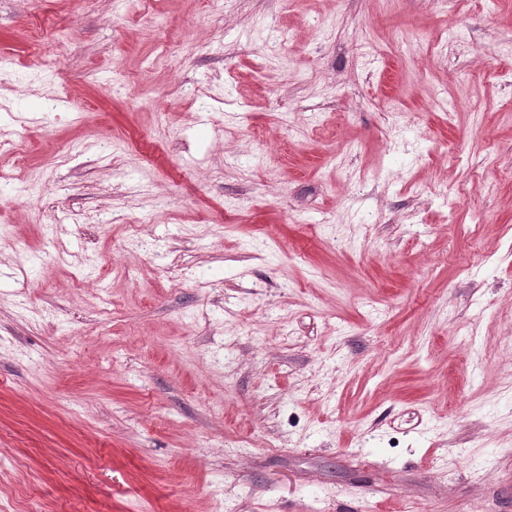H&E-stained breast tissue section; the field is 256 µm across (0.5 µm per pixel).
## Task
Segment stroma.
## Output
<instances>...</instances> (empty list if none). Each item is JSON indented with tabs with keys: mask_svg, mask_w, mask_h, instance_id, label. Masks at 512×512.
<instances>
[{
	"mask_svg": "<svg viewBox=\"0 0 512 512\" xmlns=\"http://www.w3.org/2000/svg\"><path fill=\"white\" fill-rule=\"evenodd\" d=\"M0 512H512V0H0Z\"/></svg>",
	"mask_w": 512,
	"mask_h": 512,
	"instance_id": "stroma-1",
	"label": "stroma"
}]
</instances>
